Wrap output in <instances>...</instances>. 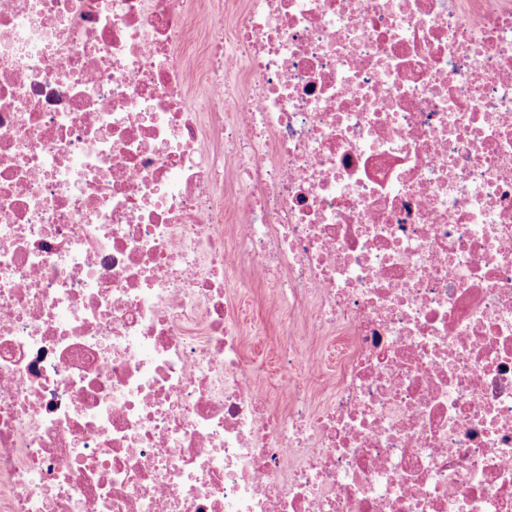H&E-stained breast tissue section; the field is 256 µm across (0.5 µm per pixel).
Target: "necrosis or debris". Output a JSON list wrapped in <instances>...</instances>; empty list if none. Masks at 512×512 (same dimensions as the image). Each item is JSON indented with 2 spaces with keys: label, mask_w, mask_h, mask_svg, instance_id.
<instances>
[{
  "label": "necrosis or debris",
  "mask_w": 512,
  "mask_h": 512,
  "mask_svg": "<svg viewBox=\"0 0 512 512\" xmlns=\"http://www.w3.org/2000/svg\"><path fill=\"white\" fill-rule=\"evenodd\" d=\"M0 512H512V0H0ZM238 288L231 289L242 298L243 311L249 322L253 323L259 332L254 335L249 327L244 330L242 347L246 356L263 363L267 368L274 364V351L277 337L281 334L276 309L263 288L243 282L240 278Z\"/></svg>",
  "instance_id": "necrosis-or-debris-1"
}]
</instances>
